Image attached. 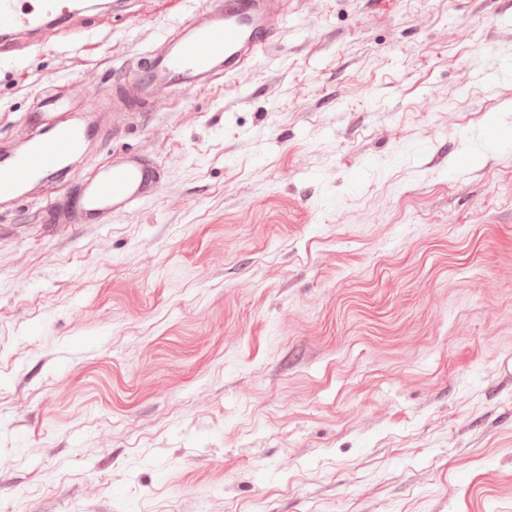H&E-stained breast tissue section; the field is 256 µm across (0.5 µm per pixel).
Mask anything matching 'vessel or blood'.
I'll return each mask as SVG.
<instances>
[{"label": "vessel or blood", "instance_id": "obj_1", "mask_svg": "<svg viewBox=\"0 0 512 512\" xmlns=\"http://www.w3.org/2000/svg\"><path fill=\"white\" fill-rule=\"evenodd\" d=\"M83 10L78 0H0V66L18 61L22 41ZM280 11L281 0H208L197 17L144 55L114 106L90 98L75 114L33 113L37 135L16 149L0 150V212L39 198L52 202L53 223L103 224L113 213L157 195L160 174L137 153L113 157L69 202H58L56 177L73 168L101 123L111 120L113 107L141 103L156 110L167 101L165 89L204 87L215 77L237 73L269 47L274 39L269 20Z\"/></svg>", "mask_w": 512, "mask_h": 512}]
</instances>
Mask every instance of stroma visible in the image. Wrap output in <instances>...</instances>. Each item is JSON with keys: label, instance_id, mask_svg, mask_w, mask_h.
<instances>
[{"label": "stroma", "instance_id": "35a3bbf8", "mask_svg": "<svg viewBox=\"0 0 512 512\" xmlns=\"http://www.w3.org/2000/svg\"><path fill=\"white\" fill-rule=\"evenodd\" d=\"M204 2L27 46L0 146ZM283 2L273 50L59 179L141 151L157 196L0 214V512H512V0Z\"/></svg>", "mask_w": 512, "mask_h": 512}]
</instances>
